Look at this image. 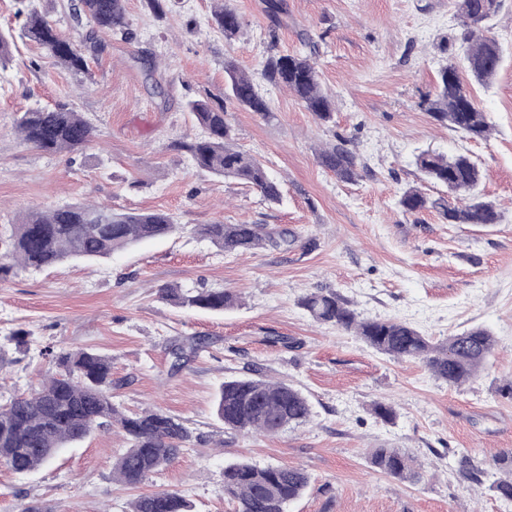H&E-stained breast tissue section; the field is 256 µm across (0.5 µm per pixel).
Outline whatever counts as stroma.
<instances>
[{"label":"stroma","instance_id":"1","mask_svg":"<svg viewBox=\"0 0 512 512\" xmlns=\"http://www.w3.org/2000/svg\"><path fill=\"white\" fill-rule=\"evenodd\" d=\"M242 32L226 42L215 0H168L154 15L125 0L127 33H96L88 70L56 65L17 41L0 67V225L32 210L103 202L116 211L161 210L170 236L111 258L13 269L0 277V404L29 393L54 367L44 347H93L112 357V401L123 411L160 408L191 432L187 451L145 482L112 480L125 450L117 430H95L30 475L0 464V512H128L142 494L181 491L194 512H233L224 467L248 460L307 470L313 482L287 512H512L491 488L492 461L512 449V0L492 21L504 51L491 86L461 78L491 115L489 140L435 121L441 38L459 33L451 0H231ZM308 55L335 101L319 124L286 88L260 76L270 54ZM255 77L274 116L225 99L227 64ZM223 104L239 149L260 158L280 183V203L195 168L180 141L202 136L188 101ZM62 106L81 113L97 138L85 150L49 156L21 141L19 113ZM351 140L366 168L343 182L318 162L337 137ZM466 154L481 167L480 193L503 212L492 225L450 224L436 212L404 215L402 192L447 195L423 180L418 151ZM261 224L289 230L290 244L226 253L203 224ZM224 288L241 301L221 313L185 311L157 290ZM333 291L365 319L401 320L433 340L481 326L496 347L480 374L458 387L418 361L379 354L352 333L315 322L297 299ZM28 332L25 352L12 337ZM196 336L204 351L171 373L168 348ZM255 372L301 389L309 422L272 436L223 433L214 397L224 378ZM391 404L386 422L374 402ZM374 448L408 451L424 471L410 484L374 469ZM485 471L463 478L462 456Z\"/></svg>","mask_w":512,"mask_h":512}]
</instances>
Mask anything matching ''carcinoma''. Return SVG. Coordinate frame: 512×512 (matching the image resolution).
Instances as JSON below:
<instances>
[{
    "mask_svg": "<svg viewBox=\"0 0 512 512\" xmlns=\"http://www.w3.org/2000/svg\"><path fill=\"white\" fill-rule=\"evenodd\" d=\"M461 32L457 37L467 69L475 80L490 84L502 63L503 50L491 33L490 21L500 0H455ZM79 15L93 28L122 32L127 27L124 0H79ZM215 23L224 39H236L241 19L230 0L215 11ZM22 36L36 43L64 67L84 72L87 60L78 46L45 15L26 7ZM229 100L265 118L270 103L260 94L254 79L232 64L226 66ZM262 76L292 91L321 122L333 119L334 103L322 90L321 78L310 58L270 55ZM188 110L204 130V136L181 144L196 166L215 177L232 178L256 190L270 203L281 201L280 185L255 156L235 146V133L222 107L191 101ZM427 112L451 129L474 140H488L492 132L489 113L481 109L459 75L457 57L449 55L438 70V92ZM16 129L23 142L49 154L74 152L94 138V129L79 113L36 109L22 112ZM318 162L344 182L361 177L364 165L344 139L320 152ZM415 164L429 181L445 186L448 198L431 199L409 187L398 204L409 215L435 210L450 224H498L502 212L496 203L478 192L483 172L464 154L448 156L425 150ZM176 229L171 216L160 211L114 212L102 203H77L45 212L33 211L16 224L0 225V275L15 261L24 268L54 266L67 259L109 258L125 247L166 237ZM199 231L226 253L277 246L288 241V231L266 230L262 224H204ZM161 298L177 308L222 311L238 304V297L224 289L166 287ZM299 304L317 322L352 331L376 351L396 360L419 359L437 378L459 386L475 377L495 350L496 340L485 328L452 334L435 343L412 325L395 320L361 319L349 302L333 292H311ZM201 341L170 346L171 371L185 369L203 351ZM55 372L27 396L0 404V462L14 473L26 475L50 465L57 449L87 438L99 428L121 429L128 448L113 465V479L134 487L161 471L185 450L191 434L176 416L162 410L123 412L112 404V358L92 349L45 350ZM216 417L224 430L277 435L291 425L309 421L312 411L302 392L285 382L252 375L232 376L215 398ZM375 469L411 484L424 474L414 458L398 448H375L370 456ZM500 477L492 490L512 499V450L493 460ZM308 472L298 466H257L238 461L224 467V496L235 512H286L288 505L309 488ZM130 512H192L193 505L179 491L140 495L129 504Z\"/></svg>",
    "mask_w": 512,
    "mask_h": 512,
    "instance_id": "carcinoma-1",
    "label": "carcinoma"
}]
</instances>
